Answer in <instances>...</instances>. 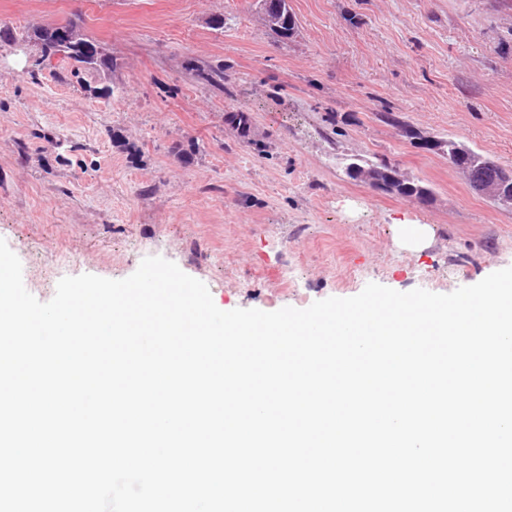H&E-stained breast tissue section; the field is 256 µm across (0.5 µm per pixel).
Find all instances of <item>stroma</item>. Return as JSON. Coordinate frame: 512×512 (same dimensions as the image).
Segmentation results:
<instances>
[{"label":"stroma","instance_id":"1","mask_svg":"<svg viewBox=\"0 0 512 512\" xmlns=\"http://www.w3.org/2000/svg\"><path fill=\"white\" fill-rule=\"evenodd\" d=\"M288 3L296 33L280 42L257 0H0L21 33L0 42V238L39 301L63 277L123 279L151 255L225 311L304 309L370 282L447 294L512 266V209L381 119L511 169L512 0ZM76 18L116 71L73 77L22 36ZM190 62L223 65V89ZM102 85L113 95L90 94ZM240 109L248 143L225 121ZM116 128L138 159L113 147ZM351 155L399 163L431 201L349 180ZM404 224L430 225L433 244L399 248Z\"/></svg>","mask_w":512,"mask_h":512}]
</instances>
